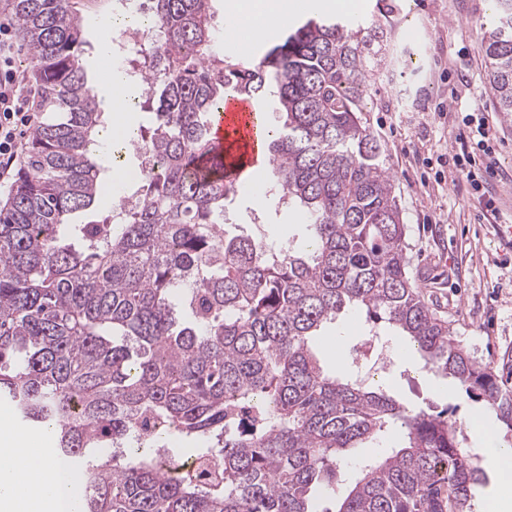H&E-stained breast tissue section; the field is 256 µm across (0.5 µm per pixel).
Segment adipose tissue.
<instances>
[{
  "mask_svg": "<svg viewBox=\"0 0 512 512\" xmlns=\"http://www.w3.org/2000/svg\"><path fill=\"white\" fill-rule=\"evenodd\" d=\"M303 0H227L224 17L239 22L246 40L257 39L273 23H281L304 9ZM100 85L112 87L111 142L124 138L129 128L123 116L127 97L124 77L114 67L98 72ZM0 512H75L79 494L43 445L32 443L12 423L0 416Z\"/></svg>",
  "mask_w": 512,
  "mask_h": 512,
  "instance_id": "1",
  "label": "adipose tissue"
}]
</instances>
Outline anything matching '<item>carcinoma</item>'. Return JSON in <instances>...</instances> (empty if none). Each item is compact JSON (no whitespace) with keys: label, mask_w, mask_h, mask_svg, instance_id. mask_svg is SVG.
I'll return each instance as SVG.
<instances>
[{"label":"carcinoma","mask_w":512,"mask_h":512,"mask_svg":"<svg viewBox=\"0 0 512 512\" xmlns=\"http://www.w3.org/2000/svg\"><path fill=\"white\" fill-rule=\"evenodd\" d=\"M101 0H5L42 86L28 165L0 209V401L53 430L82 512H466L481 482L456 422L386 389L328 375L313 337L349 308L404 337L512 431V393L471 358L407 270L406 225L360 100L384 48L330 17L291 29L256 63L215 52V0H149L143 64L162 61L152 154L137 202L70 223L105 187V125L82 64ZM481 49L512 112V0H492ZM277 83L269 140L278 190L306 215L302 250L224 232L236 166L209 125L229 92ZM398 423L402 446L361 466L318 510L349 450Z\"/></svg>","instance_id":"cac0c4a2"}]
</instances>
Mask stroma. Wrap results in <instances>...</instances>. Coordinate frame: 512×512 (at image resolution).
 <instances>
[{
    "instance_id": "stroma-1",
    "label": "stroma",
    "mask_w": 512,
    "mask_h": 512,
    "mask_svg": "<svg viewBox=\"0 0 512 512\" xmlns=\"http://www.w3.org/2000/svg\"><path fill=\"white\" fill-rule=\"evenodd\" d=\"M380 21L388 49L387 76L370 85L363 118L385 148L386 165L407 226L408 273L427 305L448 321L453 336L512 392V114L497 112L484 65L482 25L488 0H362ZM483 114L497 141L487 184L494 210L455 168L450 152L462 113ZM487 197V198H488ZM230 234L299 247L304 219L282 203L270 170L225 203ZM366 383L387 387L408 408L452 413L464 447L486 476L474 491L473 512L512 494L488 462L481 431L512 446V432L482 402L467 398L452 377L426 367L419 355H390L388 367L369 361Z\"/></svg>"
}]
</instances>
